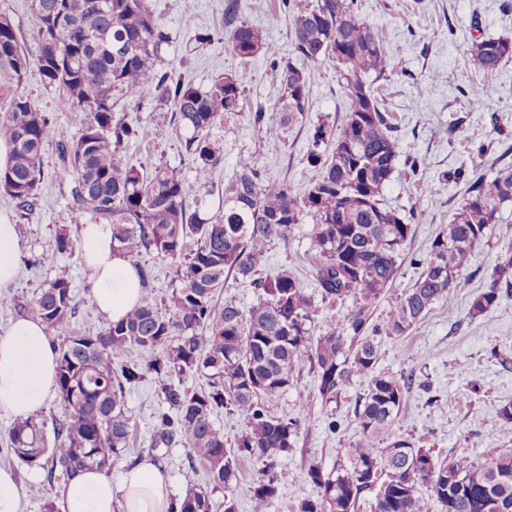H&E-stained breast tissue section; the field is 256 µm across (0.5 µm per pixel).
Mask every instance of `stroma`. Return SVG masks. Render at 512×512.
<instances>
[{"mask_svg": "<svg viewBox=\"0 0 512 512\" xmlns=\"http://www.w3.org/2000/svg\"><path fill=\"white\" fill-rule=\"evenodd\" d=\"M228 3L194 0L189 11L185 0H148L169 35L160 53L162 70L200 89L219 75L244 67L249 70L243 111L225 116L208 132L222 149L223 160L210 181L196 184L188 199L191 208L205 214L217 211L225 184L236 173L240 159L248 155L260 158L264 178L283 182L295 195H302L315 179L304 160L310 130L322 121L341 127L348 105L333 64L306 65L311 96L304 121L279 138L268 137L253 115L259 106L266 116L275 114L281 87L271 62L292 56L291 14L279 8L278 0H238L240 18L258 29L270 47L244 64L224 33ZM354 8L386 50L385 74L368 75L367 81L397 124L401 144V159L379 199L414 230L391 286L396 294L417 280L434 238L447 228L471 182L512 166V59L501 64L496 78L476 96L471 91L475 69L462 50L476 39L512 38V0H355ZM27 51L31 63L22 84L24 94L49 116L57 139L74 140L86 121V111L71 106L59 88L44 79L36 63L37 44L28 43ZM115 112L140 131L127 150L132 163L176 168L186 181L194 182L195 171L186 152L190 132L171 124L169 107L147 97L137 106L118 101ZM163 121L170 125L168 135L154 137L155 125ZM409 157L421 160L418 172L406 165ZM42 167L32 211L18 213L14 201L0 194V218L16 225L21 249L17 280L0 288V332L17 318L16 303L32 300L62 267L69 271L77 303L72 325L93 335L105 322L92 303L90 273L80 254L59 256L53 267L38 262L42 252L53 246L58 231L78 238L80 225L90 220L73 201L71 181L58 174L55 141L44 145ZM311 230L312 219L307 216L287 240L273 241L260 271L265 276L283 269L295 274L316 306L312 334L319 337L335 327L345 308L322 301L311 267ZM510 251L512 202L508 201L499 207L489 241L474 248L451 301L434 304L407 335L377 339L378 369L412 379L397 433L427 438L439 457L459 453L477 457L491 447L512 450V431H503L497 413L501 403L512 401V366L503 367L490 356L492 347H512V294L503 296L485 315L474 320L468 316L474 297L488 285V273L498 255ZM367 385V378L355 379L332 402H325L316 374L306 363L288 392L267 400L269 411L289 416L301 399L307 413L293 451L278 459L279 496L269 512H296L302 499L317 493L307 476L309 468L327 473L343 461L345 449L360 435L354 410ZM126 408L131 418L129 447L114 460L109 477L120 481L138 460L152 454L165 466L168 497L184 496V473L190 465L187 448L178 440L156 451L151 448L156 415L163 408L153 376L128 390ZM14 421L13 415L0 411V467L13 469L22 483L25 512H43L47 501L56 500L61 484L48 480L44 470L19 466L8 453V432ZM261 468L256 461L242 462L230 490L213 492L211 512H224L228 498L234 500L236 512H252L250 487Z\"/></svg>", "mask_w": 512, "mask_h": 512, "instance_id": "35a3bbf8", "label": "stroma"}]
</instances>
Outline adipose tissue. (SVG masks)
I'll return each instance as SVG.
<instances>
[{
    "mask_svg": "<svg viewBox=\"0 0 512 512\" xmlns=\"http://www.w3.org/2000/svg\"><path fill=\"white\" fill-rule=\"evenodd\" d=\"M81 257L91 274L93 301L107 322H117L138 305L137 268L117 251L108 224L87 223L79 230ZM55 345L44 325L20 317L0 335V410L27 417L40 410L56 388ZM167 512L166 474L146 458L120 484L98 469L78 472L58 491L59 512Z\"/></svg>",
    "mask_w": 512,
    "mask_h": 512,
    "instance_id": "ef3b65f1",
    "label": "adipose tissue"
}]
</instances>
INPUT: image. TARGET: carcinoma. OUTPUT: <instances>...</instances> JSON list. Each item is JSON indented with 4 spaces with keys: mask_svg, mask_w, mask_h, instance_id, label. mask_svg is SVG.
<instances>
[{
    "mask_svg": "<svg viewBox=\"0 0 512 512\" xmlns=\"http://www.w3.org/2000/svg\"><path fill=\"white\" fill-rule=\"evenodd\" d=\"M353 5L354 0H315L292 9L297 56L312 64L336 63L348 97L341 129L322 122L311 132L305 159L317 176L310 188L301 197L292 194L285 183L262 178L260 159L247 156L224 186L221 208L203 217L187 205L192 186L179 170H148L128 160L126 148L139 131L116 116L113 97L137 102L151 95L170 107L178 123L193 130L186 152L196 181L205 183L223 161L208 131L224 115L241 111L247 70L220 76L206 90L159 70L169 35L147 0H33L29 29L42 75L71 105L89 111L80 135L59 145L61 169L74 182L73 200L94 222L112 225L116 248L130 261L144 251L170 260L175 286L161 303L142 299L125 319L94 335L71 330L76 304L64 272L28 303L29 316L57 339L56 382L64 412L55 420L50 448L41 412L14 422L9 453L20 463L64 481L80 468H110L129 440L127 390L150 373L166 404L157 414L153 447L176 438L184 442L190 459L207 468L211 485L209 491L196 488L190 465L184 474L189 490L169 512H211L210 491L229 488L244 459L263 464L251 499L253 512H268L280 484L276 458L293 449L304 408L300 402L294 414L276 416L265 400L286 392L308 361L327 401L357 377L369 382L355 410L360 436L345 450L346 462L326 475L309 471L317 495L302 500L298 512H358L360 499L372 492V512H424L421 485L430 488L439 512H512V451L487 448L478 458L441 459L422 440L395 434L411 380L377 370L378 344L370 336H403L435 303L451 298L473 249L489 238L498 206L512 201V169L477 179L447 232L434 239L413 286L387 294L413 225L379 203L400 155L399 139L366 81L369 73L387 68V58ZM224 27L242 61L265 49L260 32L238 19L236 6L225 11ZM467 51L486 81L512 58V40L482 39ZM28 65L13 25L1 16L0 139L12 154L0 174V193L20 211L34 205L42 147L53 134L47 115L21 90ZM273 69L283 91L278 117L267 122L259 108L254 120L277 138L303 120L310 90L305 71L292 61H277ZM305 216L313 220L314 273L322 299L352 300L337 327L317 339L311 336V299L293 274L283 269L256 277L271 241L286 239ZM73 250V240L62 232L41 261L52 266ZM230 273L261 291L246 311L234 302L217 303ZM489 280L470 306L472 319L512 293V254L499 259ZM384 299L389 311L381 325H373L372 312ZM134 348L159 355L143 365L131 357ZM174 376L205 383L189 391L172 382ZM224 408L245 421L232 448L214 420Z\"/></svg>",
    "mask_w": 512,
    "mask_h": 512,
    "instance_id": "1",
    "label": "carcinoma"
}]
</instances>
